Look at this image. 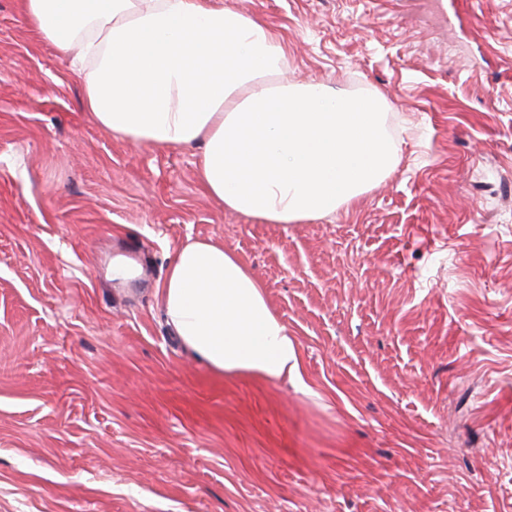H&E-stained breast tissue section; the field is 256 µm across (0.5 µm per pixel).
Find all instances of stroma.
<instances>
[{
    "label": "stroma",
    "instance_id": "1",
    "mask_svg": "<svg viewBox=\"0 0 512 512\" xmlns=\"http://www.w3.org/2000/svg\"><path fill=\"white\" fill-rule=\"evenodd\" d=\"M224 4L280 35L288 82L381 96L395 168L320 219L225 210L198 148L97 125L0 0V512H512V0ZM206 239L304 386L217 374L167 326L168 266Z\"/></svg>",
    "mask_w": 512,
    "mask_h": 512
}]
</instances>
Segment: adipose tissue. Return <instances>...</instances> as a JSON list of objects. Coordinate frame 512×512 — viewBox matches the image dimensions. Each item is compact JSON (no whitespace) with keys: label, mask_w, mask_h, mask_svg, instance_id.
<instances>
[{"label":"adipose tissue","mask_w":512,"mask_h":512,"mask_svg":"<svg viewBox=\"0 0 512 512\" xmlns=\"http://www.w3.org/2000/svg\"><path fill=\"white\" fill-rule=\"evenodd\" d=\"M29 28L84 77L82 105L138 146L201 144L197 175L226 210L294 224L353 204L395 166L380 97L289 84L279 35L224 0H20ZM165 320L220 374L301 382L298 344L223 244L180 247Z\"/></svg>","instance_id":"obj_1"}]
</instances>
